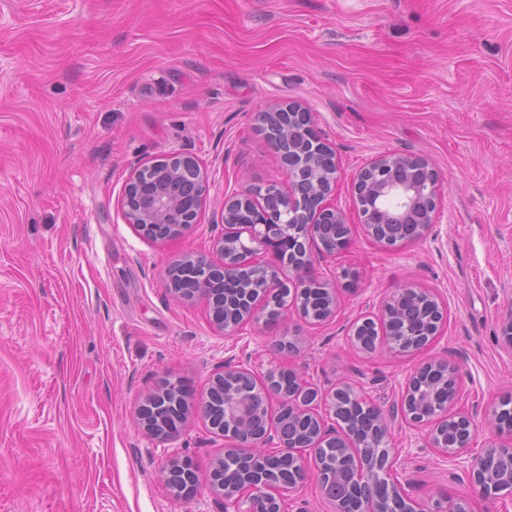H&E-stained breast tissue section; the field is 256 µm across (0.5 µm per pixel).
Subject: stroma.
<instances>
[{
	"label": "stroma",
	"instance_id": "35a3bbf8",
	"mask_svg": "<svg viewBox=\"0 0 512 512\" xmlns=\"http://www.w3.org/2000/svg\"><path fill=\"white\" fill-rule=\"evenodd\" d=\"M298 103L335 151L329 202L350 247L317 262L338 286L334 321L289 310L228 337L208 305L175 298L167 270L208 256L225 195L283 181L256 132ZM194 157L210 187L185 237L154 242L123 220L134 164ZM383 152L438 171L436 222L392 248L368 237L352 182ZM434 290L448 321L413 355L363 353L350 325L397 289ZM512 0H0V512H222L211 462L223 436L190 418L159 443L136 426L144 395L178 379L189 407L224 359L346 383L391 410L421 363L456 366L473 449L512 393ZM294 336L300 350L275 348ZM411 496L512 512L457 478L423 430L392 423ZM189 459V496L162 470Z\"/></svg>",
	"mask_w": 512,
	"mask_h": 512
}]
</instances>
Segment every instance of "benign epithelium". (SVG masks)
<instances>
[{
    "instance_id": "7a95c632",
    "label": "benign epithelium",
    "mask_w": 512,
    "mask_h": 512,
    "mask_svg": "<svg viewBox=\"0 0 512 512\" xmlns=\"http://www.w3.org/2000/svg\"><path fill=\"white\" fill-rule=\"evenodd\" d=\"M296 113L297 122L280 134L284 147L273 145L288 186L275 184L251 188L224 196L222 229L213 238L216 259L188 254L180 266L195 271L194 297L202 298L212 313L216 329L231 336L237 328L266 319L276 311L284 314L293 304L302 318L321 325L336 318L339 299L334 284L313 273L317 259L349 248L352 229L344 212L328 203L336 188L339 169L333 149L320 137L313 114L298 104L271 105L260 112V125L277 127L279 114ZM438 172L418 155L381 153L376 155L355 178L352 189L358 204L360 223L375 242L387 244L380 228L388 224H410L412 231L398 239L400 247L423 239L434 224L438 207ZM209 191L207 175L198 161L181 153L138 165L130 172L121 198L125 223L133 225L145 238L167 241L185 236L197 224ZM274 196L275 203L269 202ZM334 224L341 237L325 240L320 227ZM234 279L244 288L241 306L223 315L218 313L217 280ZM317 288L324 296L321 312L304 313V294ZM427 299L425 339L409 343L387 332L395 315L396 304L406 297ZM448 319L447 308L437 295L424 288H402L389 295L379 306L372 321L379 336L386 340L388 350L403 355L416 353L432 343ZM433 366L436 379L447 390L440 402L421 401V375ZM286 371L295 376V385L288 394L275 393L267 383L272 373ZM231 388L240 391L225 416L238 421L254 406L252 397L262 399L260 409L266 412V429L260 439L244 444L235 432L222 430L213 422L210 401L197 407V414L224 436V453L212 462L211 473L227 470L237 457L252 455L261 461L281 460L292 473L303 476L314 473L321 494L330 501L333 512H471L463 499H450L430 506L408 496L396 474L401 451L390 447V424L399 418L426 432L428 446L442 458L457 463L477 494L485 500H496L502 493H512V468L505 472L489 468V462L505 460L512 463V435L489 444L478 455H469L473 434L472 419L454 410L458 396V372L446 360H428L406 381L399 403L385 414L364 401L349 387H337L321 396L317 388L295 375L286 366L258 373L247 364L228 359L216 369L209 388ZM180 382L164 380L144 398L143 406L152 407L168 395H181ZM349 398L373 410L375 419L368 428L358 422L346 423L341 418L328 422L317 414L312 403L322 399L331 412H336L341 398ZM288 414L311 421L308 434H282L272 405ZM138 424L150 437L165 440L174 430H160L155 417L137 413ZM459 433L454 445L448 444V426ZM336 449V458L326 451ZM302 479L285 480L280 470L257 469L238 481L230 474L211 478L214 493L222 500L224 512H287L286 501L293 500Z\"/></svg>"
}]
</instances>
